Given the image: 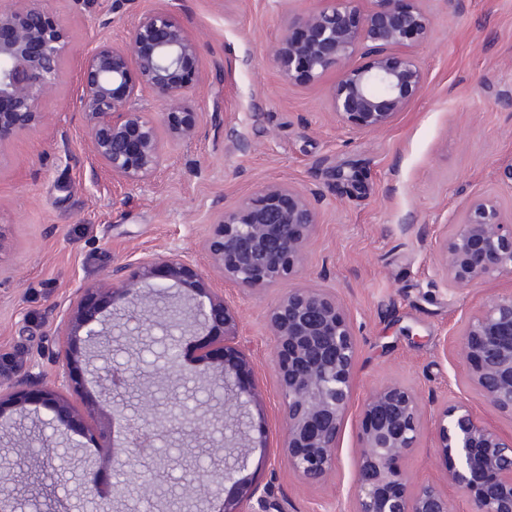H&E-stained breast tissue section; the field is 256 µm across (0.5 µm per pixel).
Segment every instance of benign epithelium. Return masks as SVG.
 Segmentation results:
<instances>
[{"label":"benign epithelium","mask_w":512,"mask_h":512,"mask_svg":"<svg viewBox=\"0 0 512 512\" xmlns=\"http://www.w3.org/2000/svg\"><path fill=\"white\" fill-rule=\"evenodd\" d=\"M9 2L0 4V143L42 122L41 102L56 90L68 51V33L58 16L35 0ZM354 2L335 0L330 9L288 16L269 60L286 86L338 71L331 111L344 126L367 134L390 126L422 92L425 72L416 48L430 39L432 23L426 0H371L373 6L362 13ZM366 46L373 59L359 65ZM198 55V42L163 11L140 15L127 44L100 43L88 51L79 75L78 111L96 159L119 184L136 187L151 180L163 156L160 130L172 141L195 137L198 116L190 110L188 93ZM140 87L164 105L161 121L132 106ZM320 219L314 193L270 183L233 206H213L202 247L224 279L263 289L299 276ZM439 264L456 290L512 277V213L492 194L470 199L443 232ZM115 274L110 290L78 287L75 308L58 325L65 337V367H72L78 339L89 349L87 366L95 375V348L116 333L151 336L166 325L185 336L201 327L206 334L197 347L199 373H210L209 382L224 387V424L187 407L179 398L189 379L183 364H164L165 408L151 398L141 400L129 420V447L121 456L112 454L114 469L125 477L114 485L113 504L123 501L126 490L151 499L156 475L148 460L157 457V441L177 421L185 430L220 434L213 446L224 453L221 470L211 469L205 477L195 469L184 474L183 499L217 501L219 512H283L271 488L243 475L242 437L256 428L250 412L255 389L244 355L226 343L237 335L232 308L215 293L206 303L174 300V288L205 293L201 275L181 251L141 258ZM116 300L123 301L121 311L102 314ZM268 327L288 464L306 483L319 485L336 467L337 443L351 408L358 358L353 322L335 296L299 286L271 309ZM456 336L470 386L495 413L512 419V292L486 298ZM6 403L20 410L42 406L52 413L49 424L56 429L76 416L58 387L0 392V410ZM435 422L448 486L469 501L471 512H512V433L461 402L446 406ZM423 427L424 411L413 390L396 382L371 390L359 421L355 512H451L448 493L434 483L413 484L402 469Z\"/></svg>","instance_id":"1"}]
</instances>
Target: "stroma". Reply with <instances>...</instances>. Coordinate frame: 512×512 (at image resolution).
Masks as SVG:
<instances>
[{"instance_id": "35a3bbf8", "label": "stroma", "mask_w": 512, "mask_h": 512, "mask_svg": "<svg viewBox=\"0 0 512 512\" xmlns=\"http://www.w3.org/2000/svg\"><path fill=\"white\" fill-rule=\"evenodd\" d=\"M61 17L70 51L60 83L44 98L42 124L0 143V387L59 386L60 320L82 285L111 287L113 269L171 249L186 252L204 273L207 291L222 294L239 318L232 346L253 371L252 408L265 433L252 448L246 475L272 486L284 512H353L351 484L359 448V415L370 391L398 381L424 409V433L402 465L413 482L447 485L437 450V413L463 401L497 426L467 382L456 331L490 295L512 291L501 277L465 291L448 288L437 256L445 225L474 195L495 193L512 210V0H428L433 35L418 49L425 71L420 96L384 130L362 135L329 109L337 72L316 83L282 88L269 63L288 15L325 8L326 0H39ZM165 10L200 45L189 105L201 115L188 142L167 144L153 179L127 188L100 166L77 110L80 65L88 49L125 44L133 21ZM355 184H348V177ZM272 181L313 189L322 220L306 245L301 283L344 303L359 340L356 385L337 448L338 465L312 486L288 466L281 405L272 364L270 309L287 284L261 290L225 281L200 243L215 203L231 205ZM155 347L105 352L141 368L137 396L155 387ZM25 421L0 431V486L38 512H92L71 496L77 474L50 447L52 429L28 406ZM68 436L85 449L89 480L103 491L114 481L109 442Z\"/></svg>"}]
</instances>
